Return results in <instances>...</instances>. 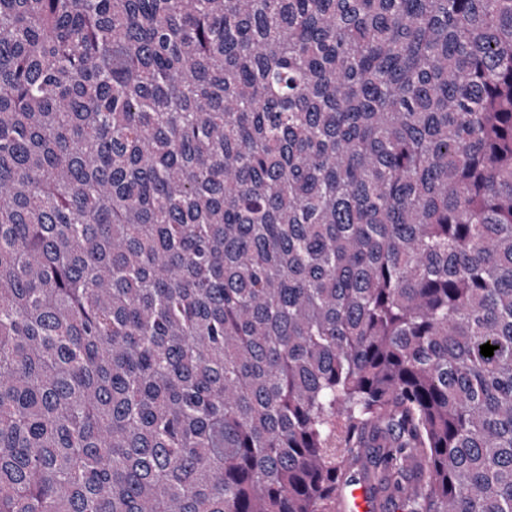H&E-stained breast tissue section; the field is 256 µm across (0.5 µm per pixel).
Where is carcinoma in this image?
<instances>
[{
	"instance_id": "carcinoma-1",
	"label": "carcinoma",
	"mask_w": 512,
	"mask_h": 512,
	"mask_svg": "<svg viewBox=\"0 0 512 512\" xmlns=\"http://www.w3.org/2000/svg\"><path fill=\"white\" fill-rule=\"evenodd\" d=\"M356 473L512 512V0H0V512Z\"/></svg>"
}]
</instances>
